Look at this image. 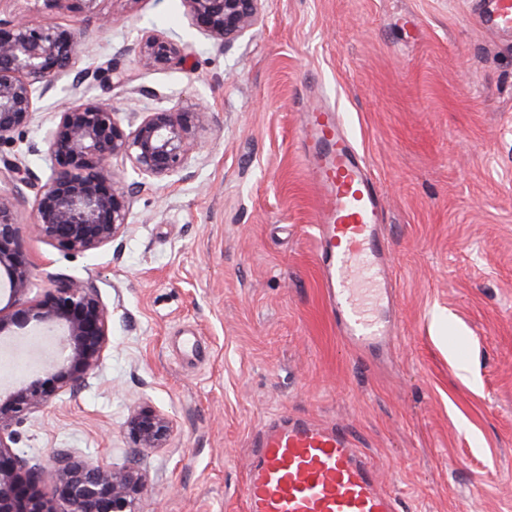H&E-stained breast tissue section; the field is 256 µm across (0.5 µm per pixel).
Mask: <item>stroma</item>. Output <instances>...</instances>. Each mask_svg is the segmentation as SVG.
Segmentation results:
<instances>
[{"label":"stroma","mask_w":512,"mask_h":512,"mask_svg":"<svg viewBox=\"0 0 512 512\" xmlns=\"http://www.w3.org/2000/svg\"><path fill=\"white\" fill-rule=\"evenodd\" d=\"M478 0H262L260 20L217 49L181 0H102L84 65L122 122L203 102L214 120L182 180L139 192L122 245L71 256L28 233L33 264L94 279L112 345L77 397L15 426V447L74 448L147 476L139 512H238L272 420L349 425L398 512H512V33ZM158 30L183 69L146 73L130 48ZM336 105L384 204L393 330L377 350L336 330L313 239L302 114ZM52 102L0 146L39 179ZM33 335L0 338V389L49 359ZM148 403L174 431L132 447L122 423Z\"/></svg>","instance_id":"35a3bbf8"}]
</instances>
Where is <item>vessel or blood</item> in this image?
<instances>
[{"label":"vessel or blood","mask_w":512,"mask_h":512,"mask_svg":"<svg viewBox=\"0 0 512 512\" xmlns=\"http://www.w3.org/2000/svg\"><path fill=\"white\" fill-rule=\"evenodd\" d=\"M478 19L512 32V0H479ZM302 131L311 143L304 162L316 192L314 235L336 325L354 344L376 347L390 332L376 308L385 277L381 195L337 109L304 113ZM242 498L244 512H398L349 430L309 418L261 432Z\"/></svg>","instance_id":"b4317fda"}]
</instances>
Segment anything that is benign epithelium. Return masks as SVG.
<instances>
[{"label": "benign epithelium", "instance_id": "obj_1", "mask_svg": "<svg viewBox=\"0 0 512 512\" xmlns=\"http://www.w3.org/2000/svg\"><path fill=\"white\" fill-rule=\"evenodd\" d=\"M41 9L66 14L67 25H36L21 13L0 16V145L29 126L39 102L50 97L72 73L76 84L89 82L110 88L125 83L123 72L109 62L78 69L91 22L105 27L112 16L100 12L98 0H40ZM261 0H184L190 24L213 45H224L244 34L260 16ZM135 60L145 71L183 68L179 43L163 32L144 31L134 47ZM210 110L203 104L186 109L178 104L156 108L136 123L123 124L117 109L84 92L64 102L52 115L45 151L52 174L43 183L29 167L7 165L12 184L0 195V270L8 275L15 310L0 307V333L11 325L36 322L43 332L64 330L58 341L60 357L27 381L0 392V512H137L146 476L133 467L114 468L78 452L60 449L48 462L29 461L17 453L12 427L42 410L65 392L89 386L101 370L110 344V311L92 279L80 280L29 263L15 222V208L35 190L29 234L65 254L94 255L109 248L128 229L133 196L125 174L112 169L120 158L129 166L133 184L144 188L179 177L198 149ZM49 282L41 298H28L32 279ZM173 421L145 403L122 425L136 448L165 447Z\"/></svg>", "mask_w": 512, "mask_h": 512}]
</instances>
